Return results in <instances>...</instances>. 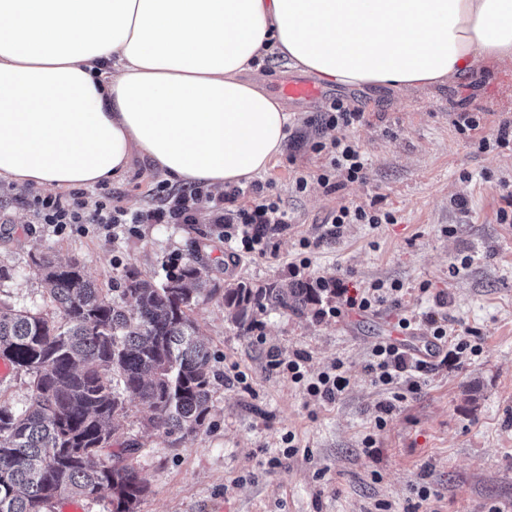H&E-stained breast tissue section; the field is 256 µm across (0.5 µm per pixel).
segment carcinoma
Returning a JSON list of instances; mask_svg holds the SVG:
<instances>
[{
	"instance_id": "cac0c4a2",
	"label": "carcinoma",
	"mask_w": 512,
	"mask_h": 512,
	"mask_svg": "<svg viewBox=\"0 0 512 512\" xmlns=\"http://www.w3.org/2000/svg\"><path fill=\"white\" fill-rule=\"evenodd\" d=\"M32 262L61 319L0 306V356L31 378L29 406L0 405V512H48L63 496L138 512L150 486L128 463L140 448L119 440L128 403L175 443L210 414L217 373L190 316L201 270L191 260L158 283L130 269L108 294L75 263ZM325 292L333 289L238 282L224 289V308L251 327L267 309L303 315Z\"/></svg>"
}]
</instances>
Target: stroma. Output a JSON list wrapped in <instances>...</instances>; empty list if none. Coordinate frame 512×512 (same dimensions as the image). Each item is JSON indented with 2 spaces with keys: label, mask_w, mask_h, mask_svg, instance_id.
I'll return each instance as SVG.
<instances>
[{
  "label": "stroma",
  "mask_w": 512,
  "mask_h": 512,
  "mask_svg": "<svg viewBox=\"0 0 512 512\" xmlns=\"http://www.w3.org/2000/svg\"><path fill=\"white\" fill-rule=\"evenodd\" d=\"M316 103L289 102L293 121L282 154L258 176L278 199L285 224L268 233L265 254H232L201 205L192 224H139L119 235L94 224L58 231L37 223L26 204L35 189L0 181V304L56 315L32 255L77 263L98 287L111 289L126 270L162 279L165 267L198 259L208 286L193 309L200 334L221 375L206 427L178 444L146 428L148 416L130 404L122 424L139 451L131 464L150 491L139 512H378V502L402 512H512V224L497 221L512 193V149L478 141L512 123V63L483 62L444 85L398 91L385 86L327 83ZM365 109V122L341 128L358 148L366 178H336L334 189L316 175L328 158L315 142L328 136L320 118L332 100ZM482 116L462 134L459 112ZM305 174V192L294 177ZM171 184L139 163L122 180L86 188L88 208L104 192L130 212L157 207ZM391 213L390 224H347L323 238L331 213L344 205ZM309 248H302L301 240ZM309 257L305 281L340 280L347 287L401 283L400 306L340 318L324 296L305 315L268 310L251 329L224 309L226 284L293 280L291 262ZM426 317L476 345L453 354L441 348L407 392L405 379L387 389L369 370L376 344L390 340L400 317ZM305 358L295 383L271 367L272 358ZM351 379L332 401L306 386L335 365ZM403 393L384 428L379 405ZM293 434L298 453L278 468L268 461ZM373 436L377 457L364 439ZM431 496L419 501L420 488Z\"/></svg>",
  "instance_id": "35a3bbf8"
}]
</instances>
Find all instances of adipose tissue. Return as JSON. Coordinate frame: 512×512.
Returning a JSON list of instances; mask_svg holds the SVG:
<instances>
[{"mask_svg":"<svg viewBox=\"0 0 512 512\" xmlns=\"http://www.w3.org/2000/svg\"><path fill=\"white\" fill-rule=\"evenodd\" d=\"M344 85L512 62V0H0V180L70 189L134 160L220 190L264 173L292 115L269 48Z\"/></svg>","mask_w":512,"mask_h":512,"instance_id":"adipose-tissue-1","label":"adipose tissue"}]
</instances>
